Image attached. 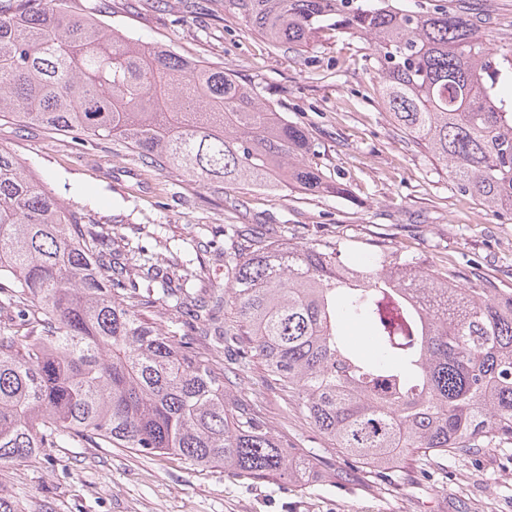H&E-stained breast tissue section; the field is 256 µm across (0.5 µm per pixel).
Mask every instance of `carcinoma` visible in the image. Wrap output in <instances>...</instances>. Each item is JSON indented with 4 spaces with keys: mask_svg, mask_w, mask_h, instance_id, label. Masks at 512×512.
<instances>
[{
    "mask_svg": "<svg viewBox=\"0 0 512 512\" xmlns=\"http://www.w3.org/2000/svg\"><path fill=\"white\" fill-rule=\"evenodd\" d=\"M0 4V116L116 139L202 187L333 190L304 129L232 71L146 46L67 0ZM272 45L323 35L369 42L381 102L456 188L512 210V44L490 46L446 8L397 0H224ZM0 149V465L92 443L173 455L255 479H303L313 464L258 416L229 406L224 363L266 383L347 460L368 468L512 443V291L466 287L451 268L251 237L224 254V287L143 245L116 246ZM224 325L211 328L219 304ZM194 318L174 330L149 313ZM371 330L360 353L343 326ZM206 343L213 356L197 351Z\"/></svg>",
    "mask_w": 512,
    "mask_h": 512,
    "instance_id": "cac0c4a2",
    "label": "carcinoma"
}]
</instances>
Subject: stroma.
Returning <instances> with one entry per match:
<instances>
[{
	"label": "stroma",
	"instance_id": "stroma-1",
	"mask_svg": "<svg viewBox=\"0 0 512 512\" xmlns=\"http://www.w3.org/2000/svg\"><path fill=\"white\" fill-rule=\"evenodd\" d=\"M399 2L480 17L495 45L512 43V0ZM102 19L132 39L234 70L305 129L315 163L341 190L202 188L146 166L123 143L0 120V148L68 209L118 225L133 246L151 245L147 225H162L171 253L192 260L201 292L224 282L230 225L281 243L330 242L345 260L386 251L424 269L451 265L463 285L481 277L512 289V210L457 192L445 167L397 129L376 92L364 40L339 34L301 51L275 47L225 15L223 0H110ZM233 361L225 353L231 394L259 399L267 425L316 463L317 481L299 489L85 444L0 467V492L21 512H512V444L400 470L352 466L296 406L266 388L260 370L241 374Z\"/></svg>",
	"mask_w": 512,
	"mask_h": 512
}]
</instances>
